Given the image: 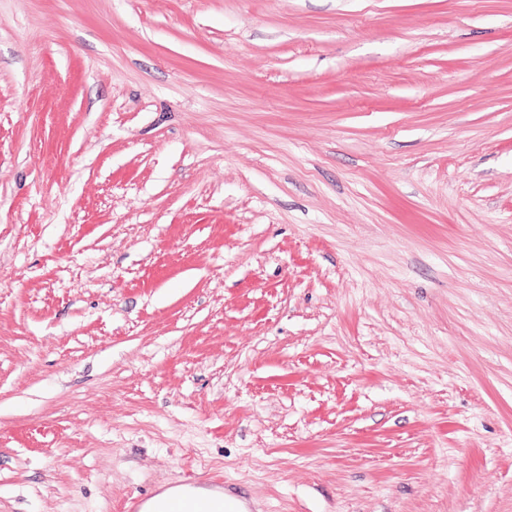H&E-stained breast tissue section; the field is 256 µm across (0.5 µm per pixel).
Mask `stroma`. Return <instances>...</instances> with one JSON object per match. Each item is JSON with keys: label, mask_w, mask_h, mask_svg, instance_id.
<instances>
[{"label": "stroma", "mask_w": 512, "mask_h": 512, "mask_svg": "<svg viewBox=\"0 0 512 512\" xmlns=\"http://www.w3.org/2000/svg\"><path fill=\"white\" fill-rule=\"evenodd\" d=\"M512 512V0H0V512ZM186 494H191L196 498L206 501L224 500V497L230 498L219 490L205 488L186 489L181 487L167 488L155 495L148 503H146L144 508L150 512H156L155 509L162 508L167 503L184 497Z\"/></svg>", "instance_id": "stroma-1"}]
</instances>
